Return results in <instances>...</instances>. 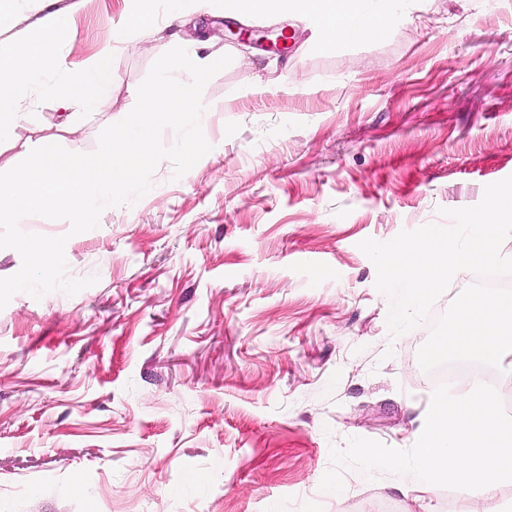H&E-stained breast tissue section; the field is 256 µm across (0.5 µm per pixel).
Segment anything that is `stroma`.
Wrapping results in <instances>:
<instances>
[{
	"mask_svg": "<svg viewBox=\"0 0 512 512\" xmlns=\"http://www.w3.org/2000/svg\"><path fill=\"white\" fill-rule=\"evenodd\" d=\"M55 6L79 65L132 0ZM224 20L208 0L162 16L111 45L97 113L70 126L63 100H35L0 142V172L42 137L93 151L171 42L223 58L193 171L163 162L74 236L63 219L23 226L67 236V277L97 282L0 309V512H472L445 487L410 503L383 471L320 484L348 438L412 446L434 390L417 361L428 327L391 338L359 244L448 225L444 210L512 176V0H416L385 41L329 53L309 24L243 22L288 31L277 50ZM477 381L512 415V354L448 385Z\"/></svg>",
	"mask_w": 512,
	"mask_h": 512,
	"instance_id": "1",
	"label": "stroma"
}]
</instances>
